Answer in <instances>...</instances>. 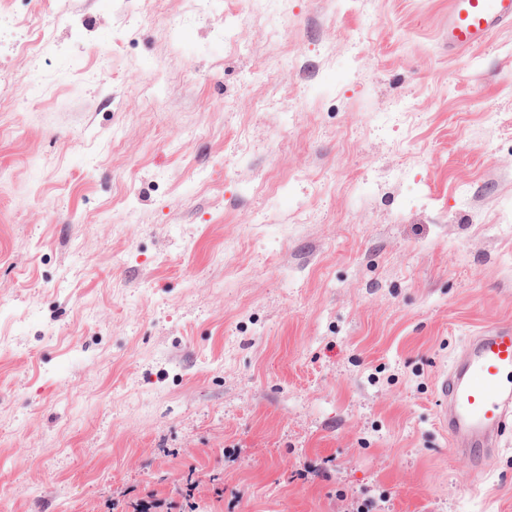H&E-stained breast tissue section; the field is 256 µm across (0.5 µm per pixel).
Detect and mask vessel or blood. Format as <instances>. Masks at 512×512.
<instances>
[{
    "instance_id": "b4317fda",
    "label": "vessel or blood",
    "mask_w": 512,
    "mask_h": 512,
    "mask_svg": "<svg viewBox=\"0 0 512 512\" xmlns=\"http://www.w3.org/2000/svg\"><path fill=\"white\" fill-rule=\"evenodd\" d=\"M512 26V0H450L448 47L486 42ZM438 424L455 455L482 471L500 437L512 429V323L470 337L461 356L437 383Z\"/></svg>"
}]
</instances>
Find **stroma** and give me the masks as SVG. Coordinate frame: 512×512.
Masks as SVG:
<instances>
[{"mask_svg":"<svg viewBox=\"0 0 512 512\" xmlns=\"http://www.w3.org/2000/svg\"><path fill=\"white\" fill-rule=\"evenodd\" d=\"M0 11V512H512V435L471 471L436 391L512 322V28Z\"/></svg>","mask_w":512,"mask_h":512,"instance_id":"1","label":"stroma"}]
</instances>
